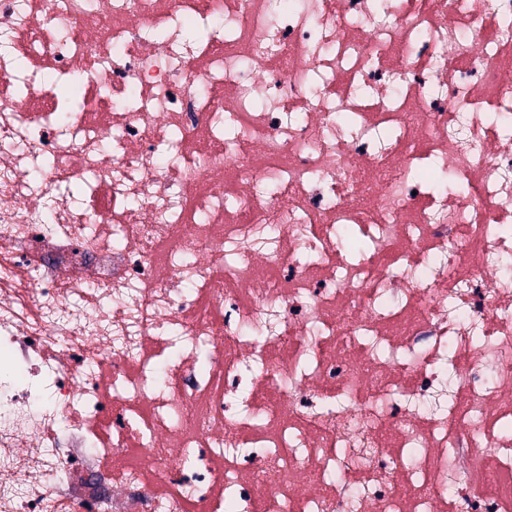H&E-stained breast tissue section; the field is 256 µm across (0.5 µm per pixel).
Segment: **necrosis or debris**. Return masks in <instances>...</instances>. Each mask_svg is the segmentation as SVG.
<instances>
[{
  "mask_svg": "<svg viewBox=\"0 0 512 512\" xmlns=\"http://www.w3.org/2000/svg\"><path fill=\"white\" fill-rule=\"evenodd\" d=\"M0 512H512V0H0Z\"/></svg>",
  "mask_w": 512,
  "mask_h": 512,
  "instance_id": "necrosis-or-debris-1",
  "label": "necrosis or debris"
}]
</instances>
